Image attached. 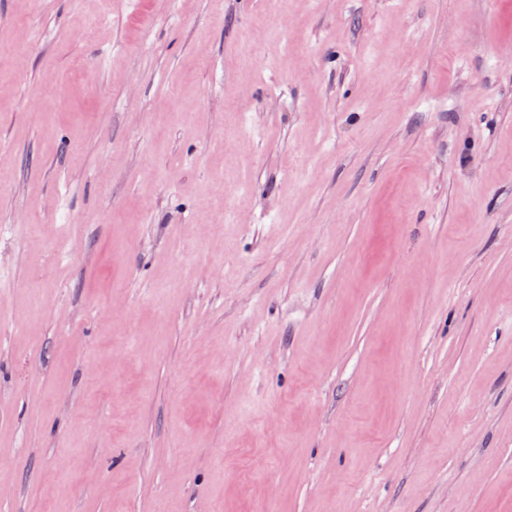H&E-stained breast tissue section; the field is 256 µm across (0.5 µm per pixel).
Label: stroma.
I'll return each mask as SVG.
<instances>
[{
	"label": "stroma",
	"instance_id": "obj_1",
	"mask_svg": "<svg viewBox=\"0 0 512 512\" xmlns=\"http://www.w3.org/2000/svg\"><path fill=\"white\" fill-rule=\"evenodd\" d=\"M0 226V512H512V0H0Z\"/></svg>",
	"mask_w": 512,
	"mask_h": 512
}]
</instances>
